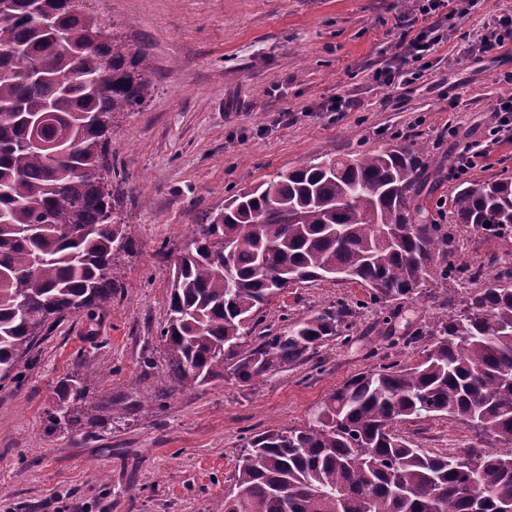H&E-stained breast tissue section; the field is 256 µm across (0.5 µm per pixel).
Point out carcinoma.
<instances>
[{"label": "carcinoma", "mask_w": 512, "mask_h": 512, "mask_svg": "<svg viewBox=\"0 0 512 512\" xmlns=\"http://www.w3.org/2000/svg\"><path fill=\"white\" fill-rule=\"evenodd\" d=\"M38 9L52 28L31 22ZM116 38L77 0H0V381L41 333L64 315L89 312L119 287L113 256L133 242L99 169L118 113L140 108L153 85L147 55L116 52ZM53 143L35 149L33 138ZM427 148L414 140L359 158L289 169L267 186L238 192L224 212L198 225L176 256L167 319V391L213 380L256 381L305 361L347 336L353 309L290 320L242 348L263 306L295 282L334 278L386 302L436 292L453 312L410 342L420 360L359 373L334 390L301 428L251 437L224 496V512H503L512 505V268L480 288V269L453 259L452 225L512 239V180L459 187L451 223L423 205ZM382 225L405 229L384 242ZM472 287L459 294L451 284ZM48 423L78 425L86 397L62 382ZM124 402L96 404L94 421L114 420ZM440 416L471 417L485 433L464 453L479 462V496L451 466L456 453L430 452L395 426Z\"/></svg>", "instance_id": "cac0c4a2"}]
</instances>
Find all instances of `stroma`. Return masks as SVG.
<instances>
[{"label": "stroma", "instance_id": "1", "mask_svg": "<svg viewBox=\"0 0 512 512\" xmlns=\"http://www.w3.org/2000/svg\"><path fill=\"white\" fill-rule=\"evenodd\" d=\"M416 0H81L114 27L154 72L144 105L117 115L108 146L109 189L132 253L116 255L121 283L91 313L65 315L20 364L19 382H0V512H224L243 446L265 430L300 426L337 386L381 365L417 362L412 330L441 316L427 295L375 303L331 279L292 284L262 310L247 337L275 333L285 319L345 303L356 309L348 338L260 381L215 380L162 395L172 257L239 189L270 182L324 155L358 156L428 144L439 183L423 195L448 213L461 149L485 156L467 181L512 178V142L495 133L494 111L512 95V58L467 53L469 35L512 0H477L458 13L420 16ZM441 24L445 39L410 84L374 78L389 66L401 32ZM339 96L355 99L330 111ZM457 264L487 276L512 266V241L455 235ZM106 367L91 376L90 366ZM86 386L84 413L105 395L134 405L105 425L50 427L63 379ZM400 432L429 450L461 449L475 432L442 417Z\"/></svg>", "mask_w": 512, "mask_h": 512}]
</instances>
